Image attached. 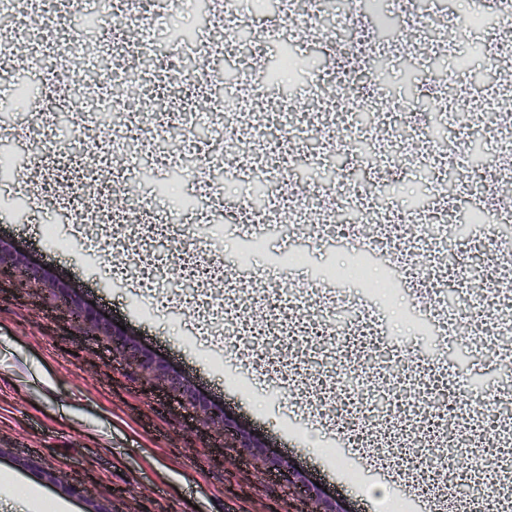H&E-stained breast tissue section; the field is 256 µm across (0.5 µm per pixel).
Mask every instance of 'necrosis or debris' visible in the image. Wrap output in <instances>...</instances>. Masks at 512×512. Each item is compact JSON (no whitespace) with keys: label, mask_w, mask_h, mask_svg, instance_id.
I'll use <instances>...</instances> for the list:
<instances>
[{"label":"necrosis or debris","mask_w":512,"mask_h":512,"mask_svg":"<svg viewBox=\"0 0 512 512\" xmlns=\"http://www.w3.org/2000/svg\"><path fill=\"white\" fill-rule=\"evenodd\" d=\"M189 0H0V106H13L15 75L35 92L23 106L44 130L35 159L45 177L29 210L57 205L69 223L98 224L95 249L127 255L114 281L134 280L157 298L190 283L181 313L211 306L206 332L227 349L248 345L277 388L280 403L301 404L298 369L314 368L324 402L336 411L346 447L386 449L383 467L401 460L411 492L429 500L442 474L454 487L512 484V234L459 233L462 210L491 224L512 213L485 201L512 189V132L475 128L470 111L497 112L512 100V79L495 85L449 78L419 88L432 109L417 111L389 79L353 85L339 67L314 65L299 90L284 93L253 65L255 54L288 50L307 59L312 36L322 55L356 53L358 17L383 14L421 38L406 0H344L321 26L323 0H223L189 34L180 29ZM436 34L413 61L427 73L434 57L470 55L504 69L512 54V0H469L452 11L427 0ZM481 37L471 40L472 14ZM253 38L237 53L233 36ZM216 59L238 78L214 91ZM97 74L93 88L61 87L71 63ZM302 226L301 248L269 259L288 274L275 297L240 290L267 235L224 259V299L207 291L214 267L168 243L171 225L192 237L221 223ZM140 224L138 241L112 225ZM345 246L349 264L374 268L376 281L342 277L344 264L314 266L325 241ZM294 352L284 362L279 345ZM365 361L352 363V351Z\"/></svg>","instance_id":"obj_1"}]
</instances>
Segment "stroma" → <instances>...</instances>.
<instances>
[{
	"mask_svg": "<svg viewBox=\"0 0 512 512\" xmlns=\"http://www.w3.org/2000/svg\"><path fill=\"white\" fill-rule=\"evenodd\" d=\"M58 209L0 219V249L15 265L0 275V512H20L26 489L45 493L43 512H369L393 482L364 449L363 475L331 457L334 427L320 401L295 411L251 365L247 389L231 390L213 361L224 341L170 302L151 303L112 283L111 264L89 258ZM44 283L26 288L28 267ZM94 304L100 325L78 321ZM126 335L178 372L204 401L224 407L264 442L263 458L237 456L231 436L152 374L112 352L109 332ZM88 487L86 495L72 486Z\"/></svg>",
	"mask_w": 512,
	"mask_h": 512,
	"instance_id": "stroma-1",
	"label": "stroma"
}]
</instances>
